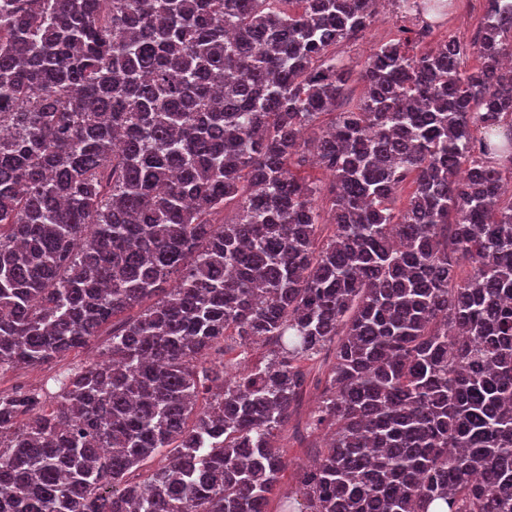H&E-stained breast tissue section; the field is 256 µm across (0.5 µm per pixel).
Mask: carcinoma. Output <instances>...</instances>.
<instances>
[{"label":"carcinoma","mask_w":512,"mask_h":512,"mask_svg":"<svg viewBox=\"0 0 512 512\" xmlns=\"http://www.w3.org/2000/svg\"><path fill=\"white\" fill-rule=\"evenodd\" d=\"M486 4L476 68L450 35L357 70L331 48L378 0H0V370L108 335L57 391L0 390V512H267L329 348L304 512H512V0ZM270 346H255L243 352L241 348L234 347L233 349H228L222 357L221 361L224 359L225 370L231 375L235 374L240 369H243L244 366H252V364L256 363L262 356L267 355V350Z\"/></svg>","instance_id":"carcinoma-1"}]
</instances>
